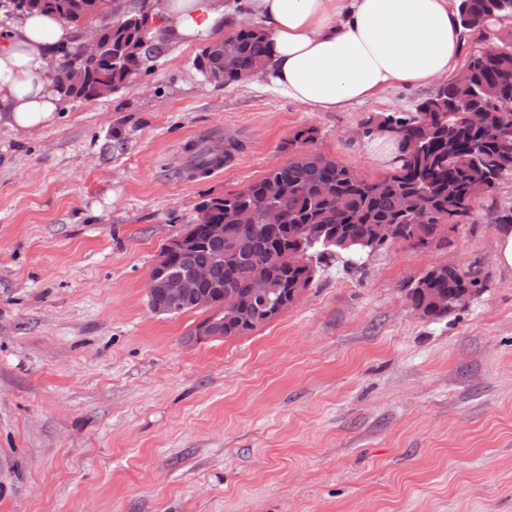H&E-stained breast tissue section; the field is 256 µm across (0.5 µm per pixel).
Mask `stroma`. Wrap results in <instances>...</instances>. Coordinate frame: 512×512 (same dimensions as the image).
Instances as JSON below:
<instances>
[{"label":"stroma","mask_w":512,"mask_h":512,"mask_svg":"<svg viewBox=\"0 0 512 512\" xmlns=\"http://www.w3.org/2000/svg\"><path fill=\"white\" fill-rule=\"evenodd\" d=\"M200 49L167 46L26 139L0 127V512H512V269L494 221L512 175L441 246L335 261L273 321L197 341L205 312L146 297L195 205L287 162L305 126L311 152L379 177L361 122L427 94L310 112L266 78L205 79ZM224 125L233 161L194 173L186 145ZM450 256L483 289L415 317L407 285Z\"/></svg>","instance_id":"stroma-1"}]
</instances>
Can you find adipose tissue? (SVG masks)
<instances>
[{"instance_id": "1", "label": "adipose tissue", "mask_w": 512, "mask_h": 512, "mask_svg": "<svg viewBox=\"0 0 512 512\" xmlns=\"http://www.w3.org/2000/svg\"><path fill=\"white\" fill-rule=\"evenodd\" d=\"M271 43L275 86L311 112H340L393 87L450 76L463 52L453 0H250ZM222 0H168L171 43L224 29ZM74 32L43 14L0 27V125L16 136L55 125L63 94L49 59Z\"/></svg>"}]
</instances>
